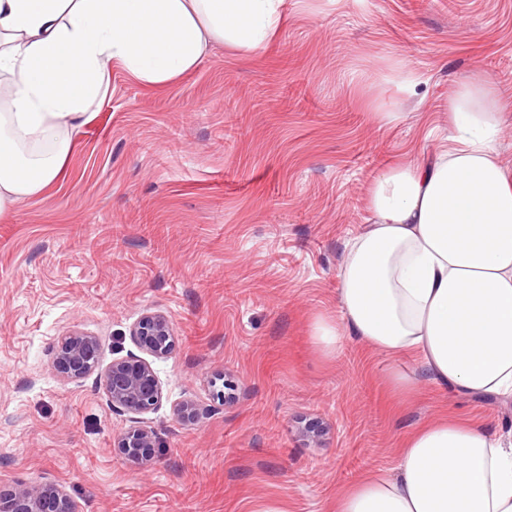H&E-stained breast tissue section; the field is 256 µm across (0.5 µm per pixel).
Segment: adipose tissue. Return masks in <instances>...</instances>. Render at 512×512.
I'll list each match as a JSON object with an SVG mask.
<instances>
[{"label":"adipose tissue","mask_w":512,"mask_h":512,"mask_svg":"<svg viewBox=\"0 0 512 512\" xmlns=\"http://www.w3.org/2000/svg\"><path fill=\"white\" fill-rule=\"evenodd\" d=\"M288 0H0V214L53 182L68 133L106 92L120 62L148 87L193 69L212 41L248 51L271 40ZM452 133L421 159L372 182L370 217L339 271L342 336L415 372H394L464 398L512 397V170L498 155L507 113L496 88L461 82ZM333 512H512V445L468 422L415 429L397 465L343 491Z\"/></svg>","instance_id":"1"}]
</instances>
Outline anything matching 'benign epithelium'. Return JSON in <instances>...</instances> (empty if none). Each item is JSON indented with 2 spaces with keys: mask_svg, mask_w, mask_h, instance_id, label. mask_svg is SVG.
I'll use <instances>...</instances> for the list:
<instances>
[{
  "mask_svg": "<svg viewBox=\"0 0 512 512\" xmlns=\"http://www.w3.org/2000/svg\"><path fill=\"white\" fill-rule=\"evenodd\" d=\"M130 336L146 355L162 359L174 350L176 337L172 321L162 312H148L131 327ZM101 344L97 337L72 332L56 347L53 365L57 373L79 380L93 373L112 410L129 416L131 425L123 430L114 448L129 464L137 468L150 466L155 457L156 435L139 424L140 416L157 410L163 399L161 383L151 363L140 356L115 359L99 370ZM181 423H196L200 418L197 405L184 400L172 407ZM0 512H76V506L56 484H38L0 489Z\"/></svg>",
  "mask_w": 512,
  "mask_h": 512,
  "instance_id": "1",
  "label": "benign epithelium"
}]
</instances>
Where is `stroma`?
Segmentation results:
<instances>
[{"label":"stroma","mask_w":512,"mask_h":512,"mask_svg":"<svg viewBox=\"0 0 512 512\" xmlns=\"http://www.w3.org/2000/svg\"><path fill=\"white\" fill-rule=\"evenodd\" d=\"M470 79L512 106V0H290L266 46L214 41L165 86L113 64L60 177L0 215V488L52 482L79 512H331L428 422L511 435L510 397L425 381L401 399L387 377L414 359L312 339L339 313L371 181L447 140ZM153 311L176 346L152 362L157 450L138 469L113 449L128 421L96 376L52 359L74 329L99 337L102 365L137 353L130 327ZM184 399L196 424L172 416ZM303 420L327 426L322 445Z\"/></svg>","instance_id":"obj_1"}]
</instances>
